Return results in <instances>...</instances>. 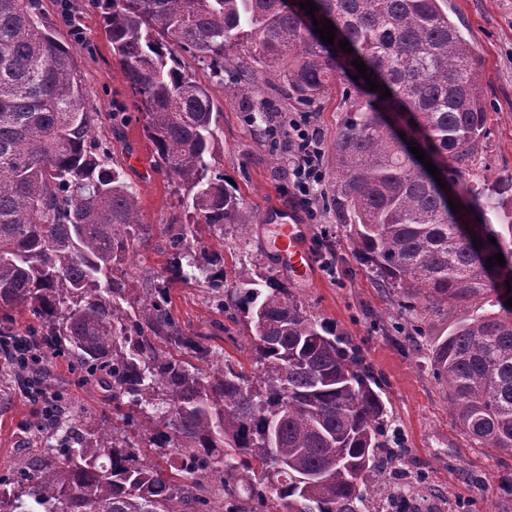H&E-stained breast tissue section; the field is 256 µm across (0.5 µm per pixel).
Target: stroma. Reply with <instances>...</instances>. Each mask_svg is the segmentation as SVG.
<instances>
[{
  "label": "stroma",
  "instance_id": "1",
  "mask_svg": "<svg viewBox=\"0 0 512 512\" xmlns=\"http://www.w3.org/2000/svg\"><path fill=\"white\" fill-rule=\"evenodd\" d=\"M41 2L57 26L59 40L73 45L78 73L100 113L99 130L111 140L113 162L138 195L141 221L150 236L135 243L115 275L131 296H141L145 279L167 266L166 227L185 223L189 201L153 166V146L143 131L145 115L134 107L136 98L101 32L99 11L86 0H71L67 6L62 0ZM448 16L471 39L483 63L488 120L482 148L469 168L470 179L481 190L506 184L512 179V0H448ZM181 60L196 79L208 84L221 109L211 167L231 178V191L256 217L244 227H224L225 290L237 286V258L256 263L258 273L286 280L277 256L264 245L269 214L275 209L286 210L304 225L314 256H322V242L331 241L336 276L322 270L315 281L293 284L292 289L311 314L335 325L337 336L359 352L381 387L401 450L385 470L384 487L406 496L417 494L420 503L436 512H512V496L501 486L502 479L512 477V448L474 447L455 421L448 395L429 365L437 340L447 336L461 317L492 312L496 292L449 305L380 287L370 269L353 259L334 213L322 209L316 220H309L286 191L289 155L267 129L287 126L301 107L280 96L281 76L257 71L253 92L241 96L232 92L237 82L234 70L225 71L219 84L189 54H182ZM349 86L346 80L333 85L309 107L322 133L323 153H330L346 116L343 98ZM171 309L187 335L202 337L212 347L213 363H221L228 354L240 359L249 355L242 315L231 317L218 310L203 284L176 283ZM50 383L66 392L76 411L90 422L111 416L112 401L95 382L71 371L67 360L55 361ZM33 412L15 380L0 382V470L20 465L24 449L38 447V439L27 431Z\"/></svg>",
  "mask_w": 512,
  "mask_h": 512
}]
</instances>
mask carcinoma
<instances>
[{
  "label": "carcinoma",
  "instance_id": "1",
  "mask_svg": "<svg viewBox=\"0 0 512 512\" xmlns=\"http://www.w3.org/2000/svg\"><path fill=\"white\" fill-rule=\"evenodd\" d=\"M91 2L146 114L154 167L191 196L194 222L179 225L168 265L130 300L113 271L140 240L136 192L108 167L73 47L40 0H0V311L32 316L26 335L50 353L43 369L67 358L133 409L92 426L66 393L48 394L35 423L45 446L0 476V512H187L213 497L228 512L269 499L285 512H406L375 503L391 422L359 353L286 284L242 263L225 302L224 253L187 242L203 224L222 247L224 225L254 217L207 161L220 108L174 45L216 75L249 60L275 71L279 93L303 105L354 60L390 90L351 102L326 205L385 288L450 304L503 291L498 311L460 320L437 342L431 365L464 433L482 448H512V224L507 241L470 184L488 111L481 59L447 0H313V17L306 0ZM327 19L331 44L314 32ZM344 40L354 52H342ZM411 140L465 208L452 211ZM498 252L505 265L486 263ZM195 274L221 309L244 313L253 372L227 355L209 370L194 364L207 350L174 318L170 290ZM137 412L149 442L178 459L167 476L135 448Z\"/></svg>",
  "mask_w": 512,
  "mask_h": 512
}]
</instances>
